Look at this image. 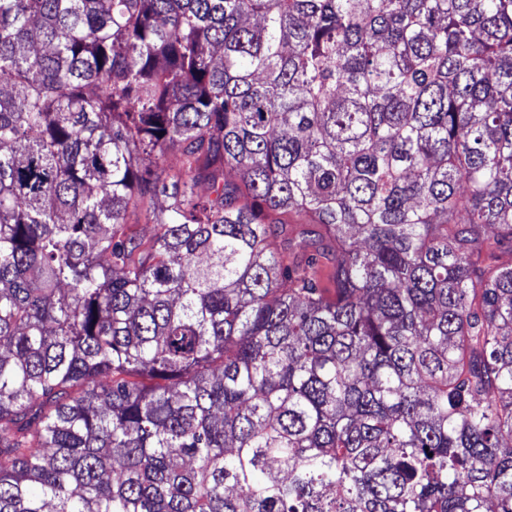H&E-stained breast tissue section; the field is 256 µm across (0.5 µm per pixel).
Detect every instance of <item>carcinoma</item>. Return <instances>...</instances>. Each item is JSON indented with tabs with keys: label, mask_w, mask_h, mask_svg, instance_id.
Returning a JSON list of instances; mask_svg holds the SVG:
<instances>
[{
	"label": "carcinoma",
	"mask_w": 512,
	"mask_h": 512,
	"mask_svg": "<svg viewBox=\"0 0 512 512\" xmlns=\"http://www.w3.org/2000/svg\"><path fill=\"white\" fill-rule=\"evenodd\" d=\"M0 512H512V0H0Z\"/></svg>",
	"instance_id": "carcinoma-1"
}]
</instances>
